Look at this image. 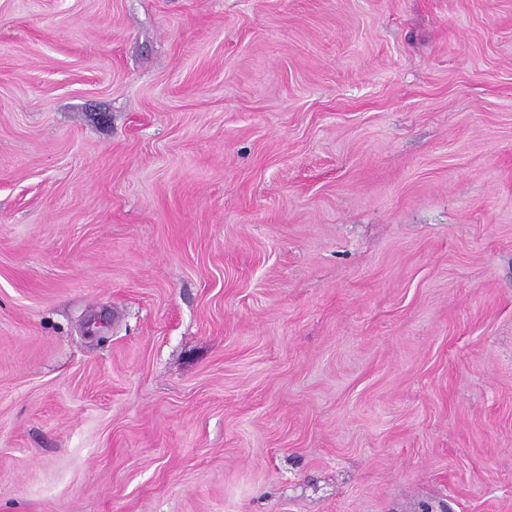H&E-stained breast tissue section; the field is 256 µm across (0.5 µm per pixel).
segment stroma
<instances>
[{
  "label": "stroma",
  "instance_id": "obj_1",
  "mask_svg": "<svg viewBox=\"0 0 512 512\" xmlns=\"http://www.w3.org/2000/svg\"><path fill=\"white\" fill-rule=\"evenodd\" d=\"M0 512H512V0H0Z\"/></svg>",
  "mask_w": 512,
  "mask_h": 512
}]
</instances>
